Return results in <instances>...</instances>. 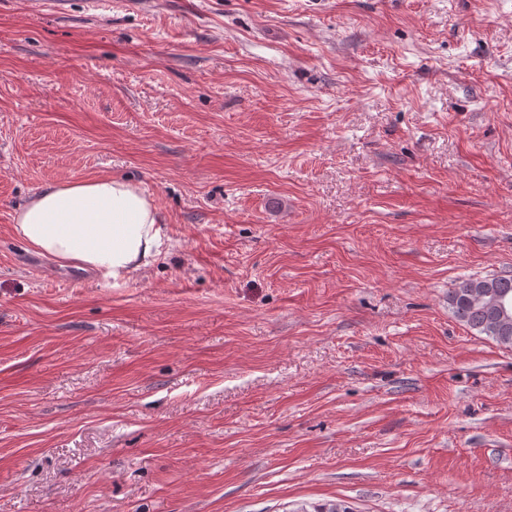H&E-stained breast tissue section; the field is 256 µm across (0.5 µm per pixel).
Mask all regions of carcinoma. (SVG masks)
Wrapping results in <instances>:
<instances>
[{"label": "carcinoma", "mask_w": 512, "mask_h": 512, "mask_svg": "<svg viewBox=\"0 0 512 512\" xmlns=\"http://www.w3.org/2000/svg\"><path fill=\"white\" fill-rule=\"evenodd\" d=\"M498 299L512 303L511 277L468 278L448 292V308L458 321L512 349V319L506 328L500 324Z\"/></svg>", "instance_id": "cac0c4a2"}]
</instances>
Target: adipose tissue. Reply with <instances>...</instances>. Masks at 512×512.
Listing matches in <instances>:
<instances>
[{"label": "adipose tissue", "mask_w": 512, "mask_h": 512, "mask_svg": "<svg viewBox=\"0 0 512 512\" xmlns=\"http://www.w3.org/2000/svg\"><path fill=\"white\" fill-rule=\"evenodd\" d=\"M14 222L35 249L115 283L154 262L164 236L152 198L112 177L46 185Z\"/></svg>", "instance_id": "ef3b65f1"}]
</instances>
